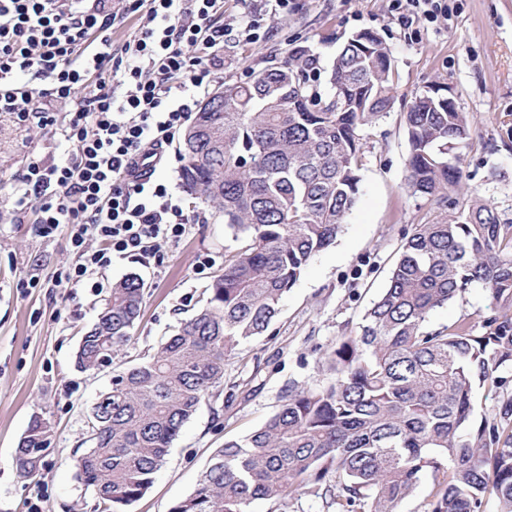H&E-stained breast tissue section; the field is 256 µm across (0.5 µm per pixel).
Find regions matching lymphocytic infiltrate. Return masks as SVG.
<instances>
[{"instance_id":"lymphocytic-infiltrate-1","label":"lymphocytic infiltrate","mask_w":512,"mask_h":512,"mask_svg":"<svg viewBox=\"0 0 512 512\" xmlns=\"http://www.w3.org/2000/svg\"><path fill=\"white\" fill-rule=\"evenodd\" d=\"M223 12L224 0H0V114L50 125L68 108L58 132L67 161L50 151L29 160L14 198L78 254L66 281L91 282L116 254L153 257L195 222L176 185L137 167L173 143L222 68L189 51L223 44ZM131 14L135 31L114 44Z\"/></svg>"}]
</instances>
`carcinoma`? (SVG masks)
Here are the masks:
<instances>
[{
	"label": "carcinoma",
	"instance_id": "1",
	"mask_svg": "<svg viewBox=\"0 0 512 512\" xmlns=\"http://www.w3.org/2000/svg\"><path fill=\"white\" fill-rule=\"evenodd\" d=\"M306 51L224 82L179 137L180 180L248 239L208 288L205 305L157 351L112 379L88 420L92 446L74 460L99 512H127L153 485L182 426L224 384V363L263 335L310 260L343 231L359 193L361 130L390 111L392 61L382 37L359 31L337 53L332 98L306 82ZM410 195L448 201L463 189L467 113L438 93L406 112ZM479 284L497 311L481 331L465 318L427 326L435 309ZM142 280L114 284L81 337L94 371L132 339ZM326 386L291 387L259 430L224 444L195 490L170 512H249L259 499L330 498L335 512H400L433 478L429 512H483L493 495L512 512V397L475 422L477 386L501 388L512 367V218L471 196L416 224L359 332L324 351ZM34 417L15 448L25 478L43 475L48 441ZM336 474V485L328 484Z\"/></svg>",
	"mask_w": 512,
	"mask_h": 512
}]
</instances>
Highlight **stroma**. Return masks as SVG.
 I'll return each instance as SVG.
<instances>
[{"label": "stroma", "instance_id": "obj_1", "mask_svg": "<svg viewBox=\"0 0 512 512\" xmlns=\"http://www.w3.org/2000/svg\"><path fill=\"white\" fill-rule=\"evenodd\" d=\"M448 17L428 22L392 0H224V59L216 83L246 82L279 65L295 50L317 58L311 92L328 96L329 74L354 33L377 32L391 49L395 102L362 132L364 155L359 195L344 231L314 256L284 297L267 332L242 345L224 366L220 395L202 401L181 429L149 492L129 512H169L194 490L217 450L261 428L278 410L289 387L322 384L319 357L341 337L356 334L362 316L385 288L413 224L440 219L446 208L404 189L408 144L405 114L412 97L439 84L449 87L472 122L464 173L469 188L512 213V0H447ZM259 20L257 37L245 39L238 22ZM55 129L8 117L0 120V512H94L73 466L83 451L87 420L117 371L154 352L203 304L225 260L241 251L222 215L185 198L200 215L179 242L157 248V261L113 256L99 288L57 282V270L75 265L64 235L42 236L36 213L15 218L14 179L30 158L44 154ZM212 265L198 271L199 261ZM135 274L145 298L130 343L111 365L79 368L81 336L95 322L113 283ZM37 277L38 287L19 281ZM494 306L481 285L470 286L435 310L428 325L460 318L481 325ZM51 424L49 454L41 479L20 476L14 450L32 416Z\"/></svg>", "mask_w": 512, "mask_h": 512}]
</instances>
